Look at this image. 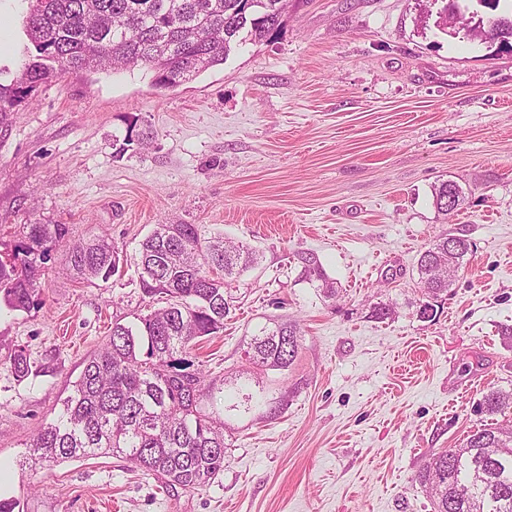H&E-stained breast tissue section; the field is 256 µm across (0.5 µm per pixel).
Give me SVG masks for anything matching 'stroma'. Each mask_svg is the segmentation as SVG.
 I'll use <instances>...</instances> for the list:
<instances>
[{
  "label": "stroma",
  "instance_id": "obj_1",
  "mask_svg": "<svg viewBox=\"0 0 512 512\" xmlns=\"http://www.w3.org/2000/svg\"><path fill=\"white\" fill-rule=\"evenodd\" d=\"M442 0H289L280 28L160 90L150 72H70L0 124V250L64 224L127 260L87 282L53 247L33 306L0 308V495L19 512H431L417 474L512 389V52L438 28ZM0 0V82L30 46ZM465 191L438 214L432 188ZM158 224L244 244L224 331L190 357L224 389V470L170 497L112 456L21 461L114 323L135 322L139 244ZM442 234L473 245L436 318L417 276ZM314 254L340 292L302 281ZM391 318L376 320L375 306ZM297 324L284 370H251L263 328ZM38 370L24 381L9 356ZM512 406V390L502 391L491 387L485 392L477 405V411L488 416L501 414L505 408Z\"/></svg>",
  "mask_w": 512,
  "mask_h": 512
}]
</instances>
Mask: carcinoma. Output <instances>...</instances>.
<instances>
[{
  "label": "carcinoma",
  "mask_w": 512,
  "mask_h": 512,
  "mask_svg": "<svg viewBox=\"0 0 512 512\" xmlns=\"http://www.w3.org/2000/svg\"><path fill=\"white\" fill-rule=\"evenodd\" d=\"M288 0H31L26 33L35 54L21 76L0 83V123L29 102L36 86L70 71L145 68L158 89H170L221 65L246 33L261 41L282 23ZM433 205L448 215V182L433 188ZM65 224H27L14 249L0 253V295L13 310L33 304L46 243H65ZM464 247L448 258V240ZM70 266L86 280L112 278L124 259L111 243L90 239L68 246ZM471 252L468 239L447 234L420 257L419 283L438 297L448 291ZM158 256L146 274L143 258ZM256 260L252 248L208 244L195 224H158L140 244L142 298L166 301L125 325L117 323L87 362L55 418L33 436L31 457L49 465L111 454L128 459L176 497L224 471V417L202 401L215 399L202 365L187 358L204 338L224 330L235 309L232 284ZM304 280L336 296L312 254L300 256ZM294 323L253 337L245 351L256 368L286 369L297 358ZM16 380L32 372L19 348L9 357ZM512 406V391L493 387L477 411L495 416ZM433 512H512V429L490 424L432 458L417 475Z\"/></svg>",
  "instance_id": "1"
}]
</instances>
